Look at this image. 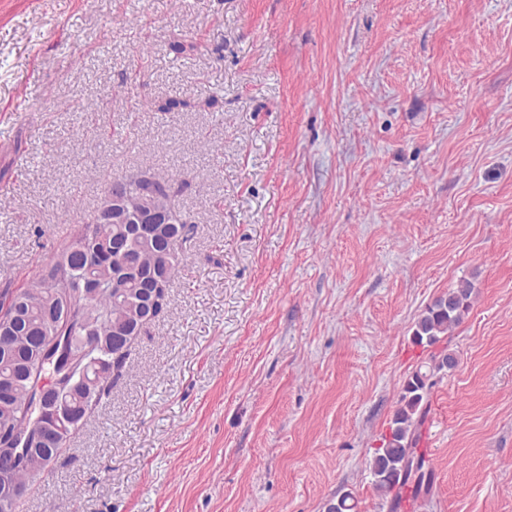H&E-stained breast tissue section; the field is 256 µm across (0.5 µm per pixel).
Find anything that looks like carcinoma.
<instances>
[{
  "label": "carcinoma",
  "mask_w": 512,
  "mask_h": 512,
  "mask_svg": "<svg viewBox=\"0 0 512 512\" xmlns=\"http://www.w3.org/2000/svg\"><path fill=\"white\" fill-rule=\"evenodd\" d=\"M140 175L118 176L111 184L123 189L122 210L126 220L102 224L91 217L78 224L70 239L54 249L50 260L31 273L24 286L0 293V336L11 344L0 343V437L18 435L33 440V420L38 413L28 381L53 369L56 350L44 342L61 336L77 359L93 355L97 359L86 379L68 383L66 413L60 417L55 437L48 445L36 444L29 455L19 458L12 482L28 484L42 475L60 455L59 448L98 410L112 381L124 366L129 347L112 344V324L129 323L134 337L169 312V288L179 266L177 245L187 238L192 221L177 206L170 181H162L157 193L142 194ZM152 211L162 218L152 240L135 236V217ZM121 237L125 247L112 251L113 239ZM69 262L71 271L64 279L53 275V268ZM94 282L97 291L89 296L84 284ZM473 284L465 279L427 305L415 321L411 340L430 348L449 335L468 314ZM455 359L446 354L424 371L417 368L405 380L400 406L394 411L388 433L375 449L370 468L375 486L390 497V512H400L402 489L410 485L418 496L429 491L430 479L424 459L418 452L419 427L426 411L434 374L454 367ZM352 493L336 496L327 512H354Z\"/></svg>",
  "instance_id": "obj_1"
}]
</instances>
